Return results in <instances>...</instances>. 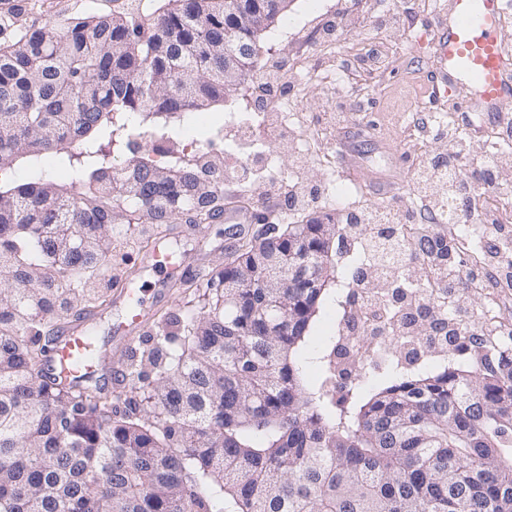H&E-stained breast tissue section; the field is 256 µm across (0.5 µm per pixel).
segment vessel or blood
I'll use <instances>...</instances> for the list:
<instances>
[{
    "label": "vessel or blood",
    "mask_w": 512,
    "mask_h": 512,
    "mask_svg": "<svg viewBox=\"0 0 512 512\" xmlns=\"http://www.w3.org/2000/svg\"><path fill=\"white\" fill-rule=\"evenodd\" d=\"M507 0H453L451 19L436 45L435 61L450 85L472 86L481 103L497 114L512 109V65L499 37ZM148 317L144 308L129 307L116 330L123 341L141 332ZM91 341L78 327L67 329L47 354L46 373L79 379L98 373L89 357Z\"/></svg>",
    "instance_id": "vessel-or-blood-1"
}]
</instances>
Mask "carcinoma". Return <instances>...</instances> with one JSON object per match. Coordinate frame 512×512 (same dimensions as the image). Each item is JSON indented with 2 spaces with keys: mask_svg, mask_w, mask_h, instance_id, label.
<instances>
[{
  "mask_svg": "<svg viewBox=\"0 0 512 512\" xmlns=\"http://www.w3.org/2000/svg\"><path fill=\"white\" fill-rule=\"evenodd\" d=\"M134 11L41 27L27 6L0 15V512H512V330L491 351L452 317L448 283L411 299L389 286L395 313L424 309L434 336L361 380L365 356L311 346L323 288L288 277L303 252L322 284L343 225L308 218L243 238L124 360V390L45 373L61 331L112 303L120 224H172L195 209L224 213V169L148 156L116 163L144 137L134 114L172 116L224 102V39L259 37L292 0H160ZM71 169L68 186L20 183L15 168ZM382 252L421 262L392 229ZM443 271L464 272L432 230L421 244ZM369 287L375 265L359 261ZM464 367L448 364L447 334ZM355 378L339 377L344 360ZM315 362L321 379L309 384Z\"/></svg>",
  "mask_w": 512,
  "mask_h": 512,
  "instance_id": "carcinoma-1",
  "label": "carcinoma"
}]
</instances>
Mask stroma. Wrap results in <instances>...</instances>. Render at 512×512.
Segmentation results:
<instances>
[{"instance_id": "stroma-1", "label": "stroma", "mask_w": 512, "mask_h": 512, "mask_svg": "<svg viewBox=\"0 0 512 512\" xmlns=\"http://www.w3.org/2000/svg\"><path fill=\"white\" fill-rule=\"evenodd\" d=\"M31 11L29 23L41 26L68 17L90 14L107 15L125 8L128 0H39ZM451 0H292L284 16L262 32V50L256 75L268 73L278 61L290 67L305 65L318 71H332L343 64L350 49L365 48V55L352 64L349 83L332 89L327 85L291 82L288 96L296 105V123L318 134L322 154L332 158L341 187L315 207L318 215L342 222L350 205H387L402 211L410 223H417L421 205L406 198L405 184L425 157L447 153L448 137L440 129L428 133L426 151H419L410 127L414 112L440 111L449 114L455 127L476 136L479 128L494 127L499 119L493 112L476 107L467 112L452 105L471 97L468 88L455 98L434 100L435 64L432 54L447 21ZM250 89L242 84L238 94L203 112H193L171 125L174 143L184 138H211L210 157L223 161L236 135L224 124L225 118L243 113V95ZM274 150L280 170L271 173L250 167L236 176L224 192V207L235 220L202 225L197 232L177 235L163 233L155 243L189 263V271L173 280L159 277L142 263L146 253L145 237L150 229L144 224L124 228L122 246L112 253V266L130 274L137 299L149 311L147 334H155L158 319L179 310L183 299L180 286L196 280L200 269H219L227 249L240 238L253 234L256 224L247 222L251 210L278 211L276 199L267 192L287 175L296 151L292 137L275 139ZM350 248L337 241L332 251L336 280L323 296L313 333L327 341L336 333L341 318L338 302L342 282L350 279ZM462 319H470L473 310L490 309L499 332L512 329V287L497 280H484L477 289L460 300Z\"/></svg>"}]
</instances>
